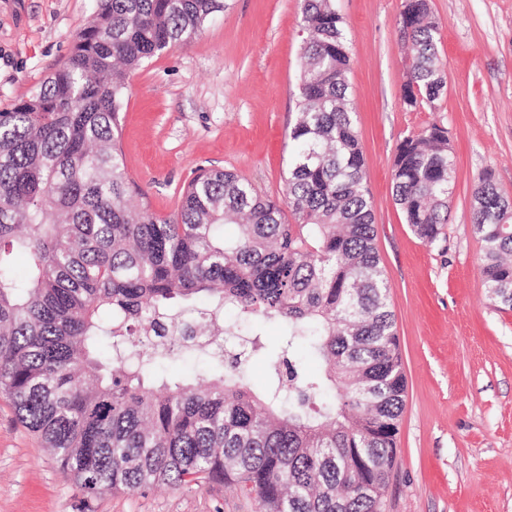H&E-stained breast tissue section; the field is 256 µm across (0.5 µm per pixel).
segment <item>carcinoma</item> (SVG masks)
Wrapping results in <instances>:
<instances>
[{"label":"carcinoma","mask_w":512,"mask_h":512,"mask_svg":"<svg viewBox=\"0 0 512 512\" xmlns=\"http://www.w3.org/2000/svg\"><path fill=\"white\" fill-rule=\"evenodd\" d=\"M225 7L97 0L70 56L0 111V392L86 497L228 480L257 512H382L407 382L335 0H300L284 180L295 223L221 169H198L171 217L132 199L120 146L127 73L191 42ZM399 25L410 42L403 101L431 105L445 76L430 0ZM453 179L446 128L399 144L393 195L426 243L444 235ZM473 198L484 286L512 309V204L489 172ZM226 313L281 322L280 346L255 333L207 350L218 368L155 388L169 324L191 322L181 344ZM261 355L271 372L256 393L245 367Z\"/></svg>","instance_id":"1"}]
</instances>
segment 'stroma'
Segmentation results:
<instances>
[{
	"label": "stroma",
	"mask_w": 512,
	"mask_h": 512,
	"mask_svg": "<svg viewBox=\"0 0 512 512\" xmlns=\"http://www.w3.org/2000/svg\"><path fill=\"white\" fill-rule=\"evenodd\" d=\"M403 0H336L351 58L376 247L407 379L383 512H512V310L489 299L471 226L483 172L512 197V0H431L446 92L402 99ZM96 0H0V110L71 54ZM299 0H227L191 43L129 75L125 164L152 211L167 217L196 169L244 175L284 196L296 112ZM437 123L455 161L442 238L420 241L392 193L400 142ZM0 512H256L230 484L159 487L83 499L0 395Z\"/></svg>",
	"instance_id": "obj_1"
}]
</instances>
